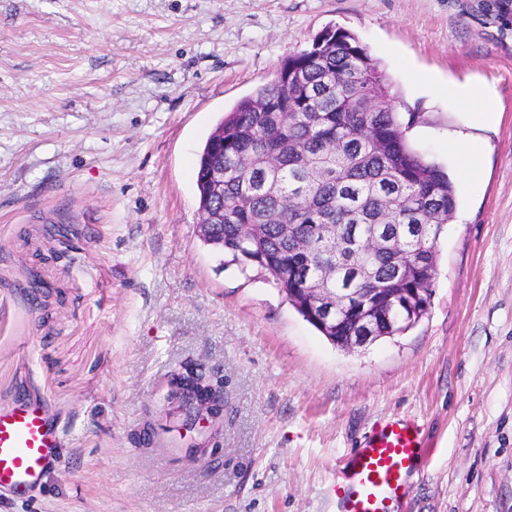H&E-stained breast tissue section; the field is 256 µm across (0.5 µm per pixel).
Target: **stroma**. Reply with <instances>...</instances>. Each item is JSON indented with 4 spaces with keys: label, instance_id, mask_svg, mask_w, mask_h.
Masks as SVG:
<instances>
[{
    "label": "stroma",
    "instance_id": "stroma-1",
    "mask_svg": "<svg viewBox=\"0 0 512 512\" xmlns=\"http://www.w3.org/2000/svg\"><path fill=\"white\" fill-rule=\"evenodd\" d=\"M497 0H0V410L40 406L60 464L0 512H336L339 460L423 428L404 512H512V18ZM329 28L359 39L458 206L430 306L349 352L199 237L216 123ZM481 85L475 103L433 85ZM479 145L463 172L451 141ZM51 291L30 304L18 282ZM224 375L202 457L165 395ZM437 91L442 94L454 95V96H466L469 98H478L480 100L479 106L476 108L478 112L476 119L485 120L490 117L492 112L488 107L489 98L485 95H481L480 92L474 91L469 88L452 86V85H441L437 88Z\"/></svg>",
    "mask_w": 512,
    "mask_h": 512
}]
</instances>
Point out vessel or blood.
Segmentation results:
<instances>
[{"mask_svg":"<svg viewBox=\"0 0 512 512\" xmlns=\"http://www.w3.org/2000/svg\"><path fill=\"white\" fill-rule=\"evenodd\" d=\"M61 439L36 406L0 410V490L22 498L52 470ZM422 446L417 420L393 417L377 425L338 467L341 512H395L410 491L409 475Z\"/></svg>","mask_w":512,"mask_h":512,"instance_id":"vessel-or-blood-1","label":"vessel or blood"}]
</instances>
